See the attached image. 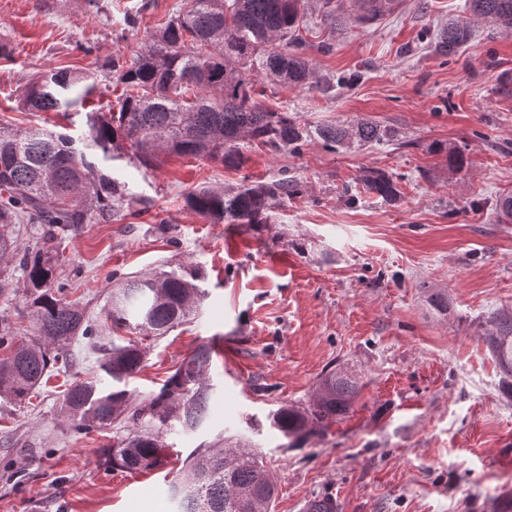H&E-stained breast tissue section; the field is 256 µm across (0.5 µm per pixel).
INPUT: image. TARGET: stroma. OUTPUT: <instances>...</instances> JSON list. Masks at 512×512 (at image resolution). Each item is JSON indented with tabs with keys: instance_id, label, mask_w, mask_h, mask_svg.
I'll return each instance as SVG.
<instances>
[{
	"instance_id": "stroma-1",
	"label": "stroma",
	"mask_w": 512,
	"mask_h": 512,
	"mask_svg": "<svg viewBox=\"0 0 512 512\" xmlns=\"http://www.w3.org/2000/svg\"><path fill=\"white\" fill-rule=\"evenodd\" d=\"M181 3L0 0V126L68 133L142 211L64 240L69 300L123 344L130 332L105 326L119 277L199 270L201 305L166 335L142 337L143 367L124 387L156 392L199 345L215 350L204 424L169 434L162 464L140 473L105 469L111 427L71 431L64 390L93 377L112 385L85 343L30 403L0 398V512H175L170 482L224 433L263 454L277 486L271 512H303L316 496L338 512H481L512 489V397L481 340L487 317L512 306V223L496 218L512 197V32L472 21L470 41L449 57L441 31L465 0H405L372 26L304 0L298 46L314 87L257 80L264 104L307 130L300 152L250 142L239 169L190 156L152 168L106 158L89 145L86 115L124 90L109 64L131 61ZM55 69L88 74V98L69 115L23 109L30 81ZM361 118L395 129L396 140L332 149L318 135ZM450 150L465 154L461 170L449 169ZM374 169L397 181L396 201L366 190ZM281 178L301 190L272 199L263 224H214L186 203L206 186ZM433 291L447 313L428 305ZM333 365L361 373L352 408L287 439L273 413L306 404Z\"/></svg>"
}]
</instances>
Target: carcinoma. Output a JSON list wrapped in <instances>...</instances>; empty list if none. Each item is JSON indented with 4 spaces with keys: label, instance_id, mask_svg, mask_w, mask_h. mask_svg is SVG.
I'll return each mask as SVG.
<instances>
[{
    "label": "carcinoma",
    "instance_id": "cac0c4a2",
    "mask_svg": "<svg viewBox=\"0 0 512 512\" xmlns=\"http://www.w3.org/2000/svg\"><path fill=\"white\" fill-rule=\"evenodd\" d=\"M301 0H183L174 17L147 37L131 65L112 61L111 70L131 93L119 109L89 120L92 141L105 155L131 150L144 167L163 155L203 157L228 168L247 162L244 141L259 142L276 152L297 153L307 132L286 112L254 99L255 72L274 82L312 87V68L297 52L295 33L301 22ZM471 16L512 29V0H466ZM470 37L466 21L453 22L441 36L442 51L458 52ZM89 76L59 70L35 81L23 106L33 112L68 109L88 94ZM201 93L187 100L189 87ZM320 137L332 147H363L393 141L394 131L361 119L352 125H327ZM365 186L384 201L399 195L392 176L371 171ZM294 180L243 184L235 191L202 188L187 204L213 223L265 224L268 200L298 193ZM132 210L125 184L96 170L68 134L39 128L0 127V294L23 277L33 308V336L25 337L0 321V398L21 404L39 393L52 376L66 373L73 362L72 344L82 338L100 351L103 369L122 382L140 369L143 348L136 341L96 345L99 329L85 311L66 299L68 285L57 274L60 255L51 243L79 231L83 224L108 223ZM43 225L23 246L16 225ZM202 291L196 278L163 272L149 278L128 276L112 289L106 319L117 329L162 336L194 311ZM491 331L482 337L512 393V307L489 317ZM213 350L199 346L168 377L160 390L134 398L125 389L107 390L84 381L65 391L63 405L76 433L107 425L115 429L108 468L141 472L161 464L166 435L198 430L205 419L212 387L207 373ZM361 376L349 367H333L321 377L315 398L306 407L284 405L274 424L287 438L307 435L313 425L350 410ZM171 496L179 512H269L276 485L261 453L237 435L218 436L189 455ZM305 512H337L329 497H315Z\"/></svg>",
    "mask_w": 512,
    "mask_h": 512
}]
</instances>
